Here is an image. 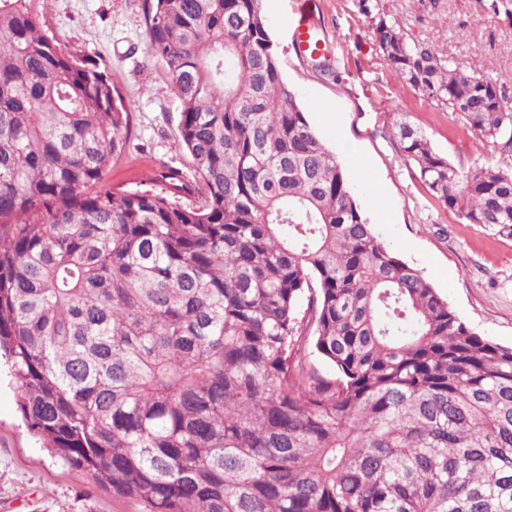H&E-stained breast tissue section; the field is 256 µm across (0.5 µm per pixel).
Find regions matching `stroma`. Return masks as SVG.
Returning <instances> with one entry per match:
<instances>
[{
	"label": "stroma",
	"instance_id": "35a3bbf8",
	"mask_svg": "<svg viewBox=\"0 0 512 512\" xmlns=\"http://www.w3.org/2000/svg\"><path fill=\"white\" fill-rule=\"evenodd\" d=\"M334 72L322 75L294 48V0H262L283 79L312 129L332 150L376 235L425 278L478 334L512 347V238L465 223L418 180L390 138L405 117L455 166H511L463 124L406 84L381 57L358 0H319ZM409 39L462 70L512 88V0H377ZM45 34L97 62L131 107L125 149L107 176L117 190L161 191L168 166L190 172L178 140L179 103L165 64L147 56L141 0H36ZM0 512H142L86 471L58 465L24 426L18 392L0 366Z\"/></svg>",
	"mask_w": 512,
	"mask_h": 512
}]
</instances>
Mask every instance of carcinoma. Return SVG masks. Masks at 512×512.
Returning a JSON list of instances; mask_svg holds the SVG:
<instances>
[{
  "label": "carcinoma",
  "instance_id": "cac0c4a2",
  "mask_svg": "<svg viewBox=\"0 0 512 512\" xmlns=\"http://www.w3.org/2000/svg\"><path fill=\"white\" fill-rule=\"evenodd\" d=\"M359 10L407 84L512 152V89ZM143 11L197 177L162 170L171 193L107 184L129 106L34 0H0V351L28 428L145 512H512V348L377 238L262 0ZM389 133L434 198L512 237V168Z\"/></svg>",
  "mask_w": 512,
  "mask_h": 512
}]
</instances>
